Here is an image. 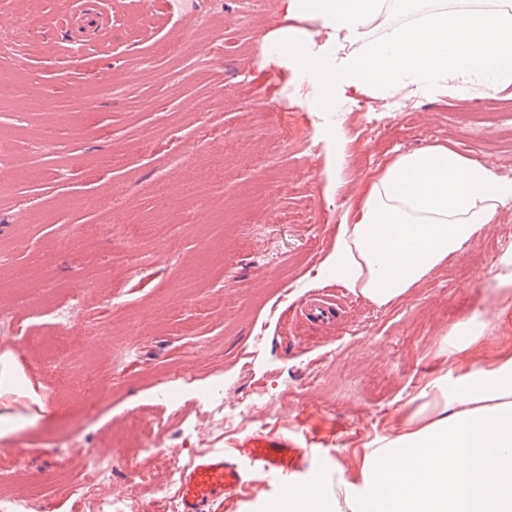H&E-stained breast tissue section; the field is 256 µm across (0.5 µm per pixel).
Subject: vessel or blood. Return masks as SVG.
Listing matches in <instances>:
<instances>
[{
    "label": "vessel or blood",
    "instance_id": "b4317fda",
    "mask_svg": "<svg viewBox=\"0 0 512 512\" xmlns=\"http://www.w3.org/2000/svg\"><path fill=\"white\" fill-rule=\"evenodd\" d=\"M72 38L97 41L113 34L112 13L105 0H73L66 21ZM304 459L302 449L286 437L258 435L224 450L209 451L182 466L178 512H210L217 500H239L250 470H257L283 487Z\"/></svg>",
    "mask_w": 512,
    "mask_h": 512
}]
</instances>
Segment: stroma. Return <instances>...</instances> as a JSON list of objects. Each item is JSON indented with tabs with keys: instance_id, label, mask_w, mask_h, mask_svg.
<instances>
[{
	"instance_id": "obj_1",
	"label": "stroma",
	"mask_w": 512,
	"mask_h": 512,
	"mask_svg": "<svg viewBox=\"0 0 512 512\" xmlns=\"http://www.w3.org/2000/svg\"><path fill=\"white\" fill-rule=\"evenodd\" d=\"M279 0H178L148 31L85 50L76 63L47 54L65 0H40L15 42L30 58L22 76L40 92L24 108L16 141L19 172L0 170V312L21 326L0 333L33 397L0 396V415L16 426L0 437V495L40 482L51 512H92L75 503L124 499L131 481L144 491L141 512H171L178 483L162 459L181 462L257 434L284 436L308 449L302 481L343 468L355 476L365 443L385 435L397 410L448 364L438 351L459 320L493 316L491 253L512 248V210L501 211L469 246L451 255L400 298L378 306L323 270L339 220L369 179L396 155L442 144L512 179V85L486 97L473 135L467 101L407 89L337 97L331 112H310L309 88L295 66L265 63L257 42L272 27L312 30L284 18ZM197 17L181 37L180 13ZM117 87L114 95L103 86ZM470 98V99H471ZM382 112L388 126L365 134ZM0 112V126L15 121ZM341 124L350 161L328 191L331 145L322 128ZM175 219L160 263L131 265L108 241L77 239L86 226L134 224L161 212ZM84 271L99 285L74 312L72 340L58 346L48 307L55 291ZM123 295L112 299L113 284ZM335 301L321 323L309 303ZM225 404L266 390L236 428L209 417L211 387ZM146 432L121 445L131 418ZM112 467L98 483L88 463ZM280 486L254 476L242 501L212 512H267Z\"/></svg>"
}]
</instances>
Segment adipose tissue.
<instances>
[{
	"label": "adipose tissue",
	"mask_w": 512,
	"mask_h": 512,
	"mask_svg": "<svg viewBox=\"0 0 512 512\" xmlns=\"http://www.w3.org/2000/svg\"><path fill=\"white\" fill-rule=\"evenodd\" d=\"M286 16L317 33L279 28L258 49L269 61H297L310 109L329 112L337 84L353 90L409 86L414 93L486 96L512 85V0H438L403 23H390L393 0H280ZM385 34L369 39L373 22ZM364 43L335 59L337 47ZM512 209V179L445 146L401 153L355 198L325 271L383 306L449 256L472 243L498 213ZM487 323H456L439 354L444 375L428 381L397 411L390 434L365 444L359 477L344 471L295 487L279 512H512V347L488 362L474 352Z\"/></svg>",
	"instance_id": "adipose-tissue-1"
}]
</instances>
